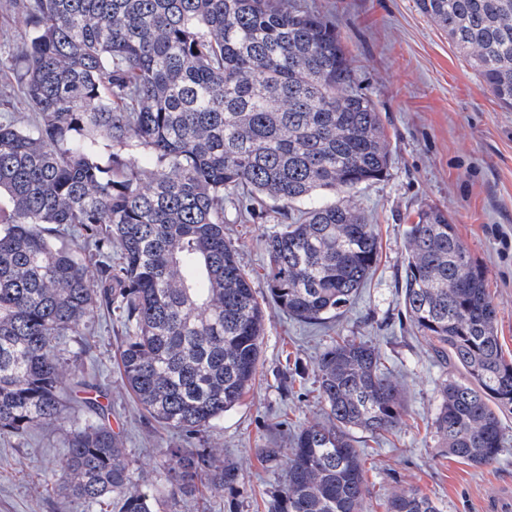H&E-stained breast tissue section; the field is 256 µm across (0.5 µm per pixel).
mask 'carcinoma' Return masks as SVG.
Masks as SVG:
<instances>
[{
  "mask_svg": "<svg viewBox=\"0 0 512 512\" xmlns=\"http://www.w3.org/2000/svg\"><path fill=\"white\" fill-rule=\"evenodd\" d=\"M13 2L27 41L17 53L1 39L0 65L31 113L18 122L9 100L0 111V439L24 446L62 418L61 372L88 353L103 310L119 326L127 392L156 424L198 439L252 386L266 327L224 206L283 214L264 243L271 299L301 323L336 316L378 260L375 225L345 195L386 176L380 112L336 25L301 0ZM417 5L511 112L512 0ZM407 240L405 315L464 375L441 386L434 436L490 465L512 411V360L484 271L439 209ZM317 373L324 418L292 436L267 512H363L354 432L401 421L374 345L343 338ZM72 388L85 415L52 480L73 498L152 512L157 495L239 482L235 463L185 448L162 451L164 482L134 477L111 407L83 374ZM389 512L440 508L413 491Z\"/></svg>",
  "mask_w": 512,
  "mask_h": 512,
  "instance_id": "carcinoma-1",
  "label": "carcinoma"
}]
</instances>
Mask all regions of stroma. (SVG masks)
I'll return each mask as SVG.
<instances>
[{"label":"stroma","mask_w":512,"mask_h":512,"mask_svg":"<svg viewBox=\"0 0 512 512\" xmlns=\"http://www.w3.org/2000/svg\"><path fill=\"white\" fill-rule=\"evenodd\" d=\"M309 2L335 24L356 82L374 101L390 144L387 177L350 196L377 227L378 262L354 303L326 325H306L269 310L253 389L201 443L237 463L239 482L164 501L160 510L265 512L287 459L267 460L264 449L285 447L298 429L322 420L318 357L333 337L360 336L379 348L404 394L402 421L392 433L356 435L366 512H387L391 495L410 491L429 496L442 512H512V413L503 416L505 443L493 464L475 467L438 448L431 425L440 387L456 371L416 336L401 295L406 229L421 209L438 208L485 271L504 356L512 359V112L499 107L469 60L415 0ZM281 222L273 213L224 227L262 298L267 295L262 241ZM117 345L112 329H102L92 338L85 363L109 395L112 426L123 436L136 475L157 483L164 479L161 450L182 439L149 420L124 389ZM81 417L80 409L65 411L23 448L0 441V512H89L48 477L65 453L61 438Z\"/></svg>","instance_id":"obj_1"}]
</instances>
